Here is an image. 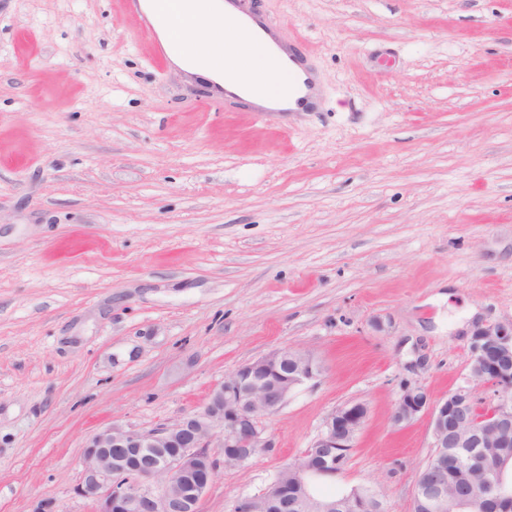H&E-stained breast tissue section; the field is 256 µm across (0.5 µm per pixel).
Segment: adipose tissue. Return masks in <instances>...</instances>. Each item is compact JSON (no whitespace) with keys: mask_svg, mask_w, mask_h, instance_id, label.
<instances>
[{"mask_svg":"<svg viewBox=\"0 0 512 512\" xmlns=\"http://www.w3.org/2000/svg\"><path fill=\"white\" fill-rule=\"evenodd\" d=\"M196 22L178 30L160 28L162 39H174L177 51L170 55L174 66L184 73L245 97L252 105L268 110H297V98L313 102L316 89L295 94L288 90L287 77L276 68L279 50L271 37L254 19H241L239 12L225 0H184ZM217 33L224 37L222 62L210 61L196 51L201 35Z\"/></svg>","mask_w":512,"mask_h":512,"instance_id":"ef3b65f1","label":"adipose tissue"}]
</instances>
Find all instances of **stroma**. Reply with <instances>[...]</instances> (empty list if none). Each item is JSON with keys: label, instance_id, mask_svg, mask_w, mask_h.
<instances>
[{"label": "stroma", "instance_id": "1", "mask_svg": "<svg viewBox=\"0 0 512 512\" xmlns=\"http://www.w3.org/2000/svg\"><path fill=\"white\" fill-rule=\"evenodd\" d=\"M311 69L304 112L192 91L126 0H0V512H91L87 440L201 407L278 348L321 375L221 467L235 512L333 408L368 409L327 495L411 512L428 418L512 320V0H248Z\"/></svg>", "mask_w": 512, "mask_h": 512}]
</instances>
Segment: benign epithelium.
I'll use <instances>...</instances> for the list:
<instances>
[{
    "instance_id": "1",
    "label": "benign epithelium",
    "mask_w": 512,
    "mask_h": 512,
    "mask_svg": "<svg viewBox=\"0 0 512 512\" xmlns=\"http://www.w3.org/2000/svg\"><path fill=\"white\" fill-rule=\"evenodd\" d=\"M471 380L488 385L493 395L479 398L468 386H459L436 398L419 385L402 388L392 421L404 426L420 415L430 418L433 451L417 475L412 506L429 512H473V501L448 499V476L443 463L455 461L471 467L484 448L500 444L512 447V321L476 322L470 329ZM321 372L314 357L304 351L282 348L240 365L212 388L198 410L170 424L147 432L113 423L87 442L82 460V478L76 492L93 512H199V505L221 465L244 464L262 448L275 442L262 426V419L278 410L298 386ZM367 416L363 403L332 409L325 416L317 438L306 451L322 461V469L301 467L290 484H275L263 494L282 512H309L312 486L322 474L337 473ZM130 448L135 457H145L144 467H134L127 456L114 457L112 449ZM160 448H176L169 455ZM224 449L219 461L209 452ZM512 458L492 463L478 491L479 501L507 503L512 507L508 467ZM199 472L193 489L185 492L179 479ZM335 512H382L381 500L372 492L333 501L324 506Z\"/></svg>"
}]
</instances>
